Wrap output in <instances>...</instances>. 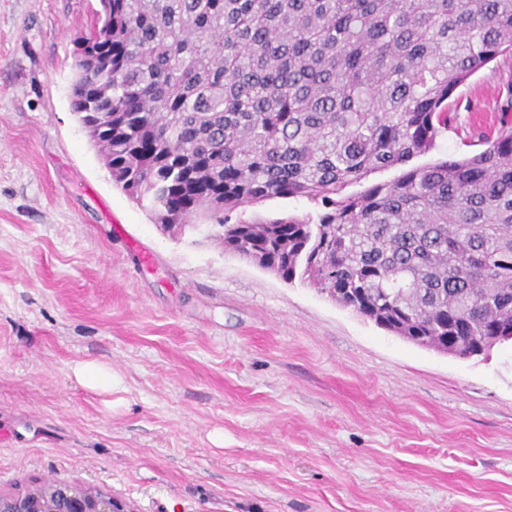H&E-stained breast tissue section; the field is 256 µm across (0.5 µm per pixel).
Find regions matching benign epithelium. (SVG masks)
Instances as JSON below:
<instances>
[{
	"mask_svg": "<svg viewBox=\"0 0 512 512\" xmlns=\"http://www.w3.org/2000/svg\"><path fill=\"white\" fill-rule=\"evenodd\" d=\"M0 512H125L112 494L61 481L34 480L23 492L0 491Z\"/></svg>",
	"mask_w": 512,
	"mask_h": 512,
	"instance_id": "obj_1",
	"label": "benign epithelium"
}]
</instances>
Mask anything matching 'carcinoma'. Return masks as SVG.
<instances>
[{
	"mask_svg": "<svg viewBox=\"0 0 512 512\" xmlns=\"http://www.w3.org/2000/svg\"><path fill=\"white\" fill-rule=\"evenodd\" d=\"M72 86L112 180L162 224L224 225V251L300 279L413 344L512 341V104L482 150L414 166L449 100L512 52V0H109ZM395 181L342 194L378 169ZM306 198L304 218L229 213Z\"/></svg>",
	"mask_w": 512,
	"mask_h": 512,
	"instance_id": "carcinoma-1",
	"label": "carcinoma"
}]
</instances>
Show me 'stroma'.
Returning <instances> with one entry per match:
<instances>
[{"label":"stroma","instance_id":"stroma-1","mask_svg":"<svg viewBox=\"0 0 512 512\" xmlns=\"http://www.w3.org/2000/svg\"><path fill=\"white\" fill-rule=\"evenodd\" d=\"M99 0H0V489L126 512H512V345L416 346L307 283L172 232L71 110ZM512 59L456 95L499 112ZM95 362L122 404L78 383ZM223 434V444L213 441ZM0 512H125L112 494L61 481L34 480L23 492L0 491Z\"/></svg>","mask_w":512,"mask_h":512}]
</instances>
